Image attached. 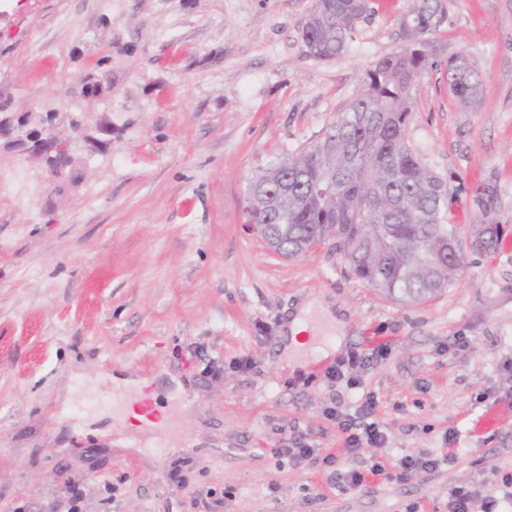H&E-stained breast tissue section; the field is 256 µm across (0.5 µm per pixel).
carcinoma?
Returning <instances> with one entry per match:
<instances>
[{
    "mask_svg": "<svg viewBox=\"0 0 512 512\" xmlns=\"http://www.w3.org/2000/svg\"><path fill=\"white\" fill-rule=\"evenodd\" d=\"M441 0H422L404 23L407 41L435 28ZM368 0H315L303 28L308 56L330 61L340 57ZM394 52L367 72L362 88L347 108L336 113L323 136L294 154L256 169L246 190L247 223L262 225L261 236L278 254L294 258L316 244L336 239L351 271L379 292L414 304L452 284L463 266L464 247L448 222L445 182L422 164L406 139L412 92L420 75L433 66L427 51ZM110 62L80 72L70 95L76 101L112 97V82L99 78ZM448 86L464 103L480 88L476 68L464 55L448 60ZM54 161L38 163L46 184L45 213L53 209L74 177L58 178ZM490 211L496 193L489 185L475 190ZM501 233L472 241L478 250L498 248Z\"/></svg>",
    "mask_w": 512,
    "mask_h": 512,
    "instance_id": "cac0c4a2",
    "label": "carcinoma"
}]
</instances>
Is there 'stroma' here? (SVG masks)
Listing matches in <instances>:
<instances>
[{
	"mask_svg": "<svg viewBox=\"0 0 512 512\" xmlns=\"http://www.w3.org/2000/svg\"><path fill=\"white\" fill-rule=\"evenodd\" d=\"M418 4L370 0L327 63L301 39L314 0H9L0 96L107 119L112 142L76 147L83 178L48 214L37 170L0 157L21 182L0 195V512H64L70 479L80 512H448L462 485L483 512L498 494L512 470V0H442L406 130L446 182L463 239L489 217L505 246L467 249L447 289L401 304L355 278L333 240L288 259L246 226L253 171L316 140L375 62L405 47ZM459 54L481 83L468 105L448 89ZM106 55L111 99L71 102L72 76ZM484 184L497 194L489 216L474 194ZM310 299L346 331L312 314L313 349L287 359L282 326ZM381 344L358 390L315 359ZM243 357L249 369L231 368ZM117 372L152 379L161 426L124 419ZM173 377L184 394L170 396ZM363 391L388 442L354 457L323 411ZM489 413L500 423L482 428ZM297 434L340 469L445 447L455 460L344 491L329 469L279 456Z\"/></svg>",
	"mask_w": 512,
	"mask_h": 512,
	"instance_id": "obj_1",
	"label": "stroma"
}]
</instances>
